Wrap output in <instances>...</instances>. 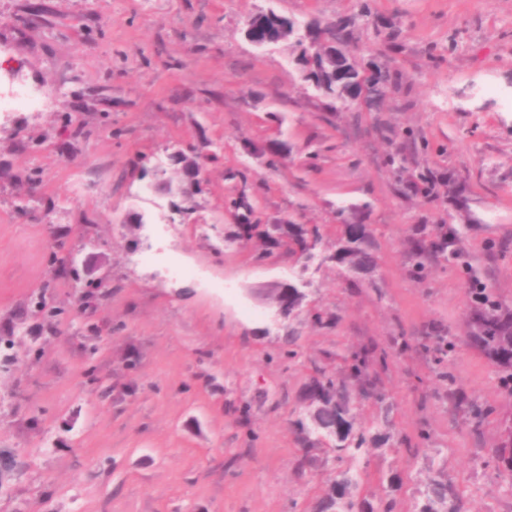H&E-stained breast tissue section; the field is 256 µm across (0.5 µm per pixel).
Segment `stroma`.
Listing matches in <instances>:
<instances>
[{
	"mask_svg": "<svg viewBox=\"0 0 512 512\" xmlns=\"http://www.w3.org/2000/svg\"><path fill=\"white\" fill-rule=\"evenodd\" d=\"M269 9L353 20L361 70L389 74L380 96L342 104L288 43L252 45ZM14 83L51 102L0 111V512H309L337 463L297 470L306 387L372 342L389 357L369 394L348 387L355 426L389 414L409 447L362 458L368 498L414 512L443 477L461 512H512L488 453L512 407L463 326L476 289L512 306V0H0V85ZM272 140L288 148L274 166ZM192 147L213 160L174 223L137 167L176 178ZM243 195L251 223L318 225L330 253L343 225H369L376 267L237 240ZM69 254L105 283L93 307L53 277ZM49 280L54 330L28 307ZM294 281L304 300L285 315L272 295ZM395 336L414 349L390 352ZM452 389L487 411L480 430Z\"/></svg>",
	"mask_w": 512,
	"mask_h": 512,
	"instance_id": "stroma-1",
	"label": "stroma"
}]
</instances>
